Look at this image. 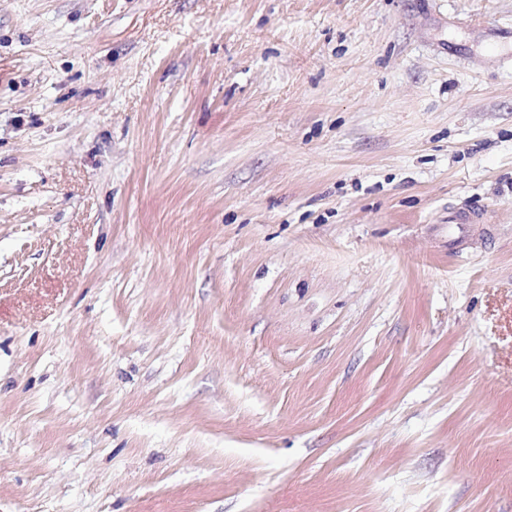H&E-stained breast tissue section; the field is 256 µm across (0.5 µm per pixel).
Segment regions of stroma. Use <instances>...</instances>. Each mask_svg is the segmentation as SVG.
Segmentation results:
<instances>
[{
	"mask_svg": "<svg viewBox=\"0 0 512 512\" xmlns=\"http://www.w3.org/2000/svg\"><path fill=\"white\" fill-rule=\"evenodd\" d=\"M0 512H512V0H0Z\"/></svg>",
	"mask_w": 512,
	"mask_h": 512,
	"instance_id": "obj_1",
	"label": "stroma"
}]
</instances>
